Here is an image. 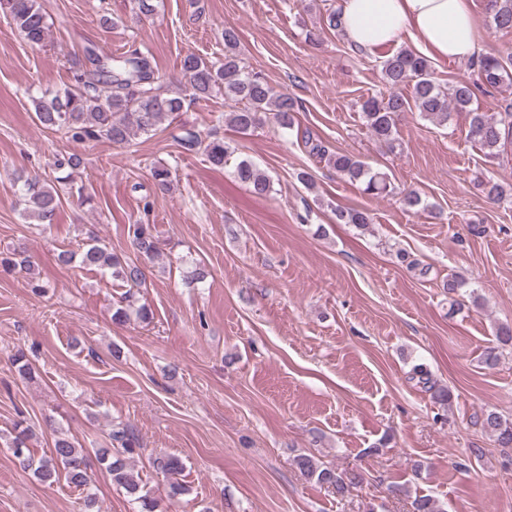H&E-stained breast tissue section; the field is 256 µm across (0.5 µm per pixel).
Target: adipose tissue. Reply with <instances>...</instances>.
Returning <instances> with one entry per match:
<instances>
[{"label":"adipose tissue","mask_w":512,"mask_h":512,"mask_svg":"<svg viewBox=\"0 0 512 512\" xmlns=\"http://www.w3.org/2000/svg\"><path fill=\"white\" fill-rule=\"evenodd\" d=\"M341 30L350 45L375 52L404 38L436 60L465 62L480 46L473 0H337Z\"/></svg>","instance_id":"obj_1"}]
</instances>
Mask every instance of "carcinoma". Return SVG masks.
I'll return each mask as SVG.
<instances>
[{"instance_id": "1", "label": "carcinoma", "mask_w": 512, "mask_h": 512, "mask_svg": "<svg viewBox=\"0 0 512 512\" xmlns=\"http://www.w3.org/2000/svg\"><path fill=\"white\" fill-rule=\"evenodd\" d=\"M487 10L497 28L512 29V0H487ZM0 13L10 18L12 25L31 46L40 47L47 40L48 16L39 0H0ZM238 43L236 31L226 28L223 59L206 60L191 53L184 56L181 68L186 79L185 92L174 94L159 91L151 61L140 49L134 48L116 57L91 52L87 55V63L80 64L74 71L73 84L50 98L33 99L36 121L45 129L64 131L69 139L76 142L106 140L123 145L137 135L156 131L171 115L183 111L186 103L222 94L226 100L243 103L230 112L229 121L244 136L270 114L279 127H293L295 100L286 93L276 92L260 77L245 72L238 59ZM381 73L384 81L394 89L412 84V98L393 92L385 101L370 98L363 103L365 124L380 141L392 143L398 115L412 105L424 118L432 121L445 122L452 111L466 113L470 139L489 156L496 155L502 141L512 136V112L507 110L504 117L495 119L470 109L473 85L460 82L453 86L452 91H443L433 77L430 61L409 49H400L381 61ZM477 77L486 87L511 86L512 55L481 57ZM305 144L336 174L359 185L362 193L383 196L393 191L386 173L372 169L357 157L342 152L331 153L310 137L306 138ZM182 147L187 151L201 147L213 167H224L227 149L221 139L205 142L192 135L182 140ZM235 175L257 198H265L272 191L270 179L247 159L237 164ZM151 176L155 192L170 190V169L156 167ZM17 181L21 182L22 217L29 223L48 226L55 223L64 191L71 185V175L57 176L53 181L21 176ZM336 220L362 228L372 223V215L367 209H340L336 211ZM132 246L144 260H152L159 254V240L152 225H133ZM76 260L85 268L110 272L131 288L140 286L145 280L142 267L121 263L112 250L100 242L87 245L78 254L68 250L58 254L62 265ZM123 302L124 305L113 314V319L124 321L133 311L140 320H150V310L135 306L134 293L127 292ZM413 375L430 385L437 402L445 404L451 399L448 390L437 389L430 384L429 373L423 366H414ZM483 426L500 447L512 448V420L491 412L483 419ZM109 440L110 447L95 450L96 459L104 465L114 484L141 501L145 512H154L157 501L143 492L139 479L127 467V459L140 449L138 438L125 426L111 430ZM10 451L21 467L33 470L43 482L63 479L76 488L90 489L89 452L77 447L63 434L54 439L48 456L35 458L27 445L25 430L15 436ZM154 465L168 478L169 497L175 498L186 492V487L178 479L183 471L179 458L158 457ZM297 465L308 478L333 489L341 497L359 482V475L339 472L307 455L299 457ZM413 512H445V509L434 497L422 495L414 499Z\"/></svg>"}]
</instances>
